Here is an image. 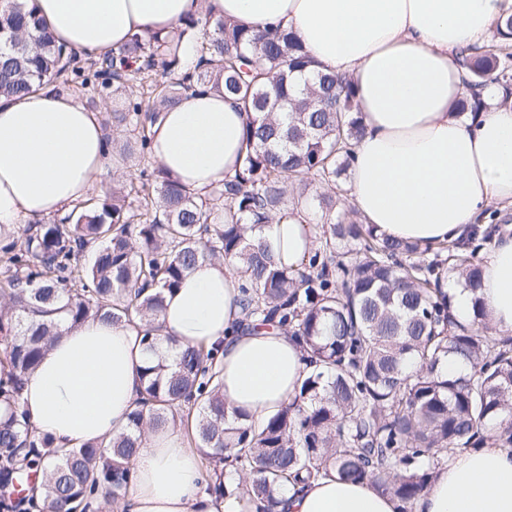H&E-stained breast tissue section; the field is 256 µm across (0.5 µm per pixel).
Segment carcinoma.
<instances>
[{"label": "carcinoma", "mask_w": 512, "mask_h": 512, "mask_svg": "<svg viewBox=\"0 0 512 512\" xmlns=\"http://www.w3.org/2000/svg\"><path fill=\"white\" fill-rule=\"evenodd\" d=\"M496 32L499 43L462 55L471 91L463 111L481 110L489 84L512 96V15ZM179 37L189 60L149 33L83 59L56 44L35 0L0 5V96L50 83L86 95L146 89L147 104L128 97L112 109V123L136 133L125 155L151 156L152 124L199 88L247 114L238 173L205 195L154 163L60 219L30 220L20 240L0 237V361L10 367L0 378V512H87L99 495L119 498L146 432L178 420L195 421L204 480L240 512H274L288 486L320 476L366 482L410 512L456 450L512 448V336L493 333L474 260L492 234L424 247L336 211L337 180L363 126L350 83L316 69L292 32L205 14ZM290 208L308 224L321 213L311 223L316 248L293 270L256 234ZM84 253L91 260L77 264ZM215 260L233 261L239 280L243 318L232 331L275 324L315 365L258 429L243 413L228 419L217 348L187 347L172 364L157 354L165 292ZM447 278L473 294L466 320L442 290ZM92 316L141 321L156 363L144 369L124 432L105 445L55 448L20 409L21 391L62 327ZM450 356L465 362L463 373L441 372ZM36 472L44 499H15L14 486Z\"/></svg>", "instance_id": "carcinoma-1"}]
</instances>
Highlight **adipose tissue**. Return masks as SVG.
Masks as SVG:
<instances>
[{"label": "adipose tissue", "mask_w": 512, "mask_h": 512, "mask_svg": "<svg viewBox=\"0 0 512 512\" xmlns=\"http://www.w3.org/2000/svg\"><path fill=\"white\" fill-rule=\"evenodd\" d=\"M512 0H37L59 44L82 56L117 48L130 35H170L208 11L298 36L323 72L350 80L364 133L354 147L347 205L377 232L424 246L470 232L489 202L512 210V103L496 86L485 109L469 95L456 60L483 44ZM245 115L223 95H187L152 128V157L188 191L223 184L241 162ZM112 152L97 112L46 85L0 97V231L64 215L94 190ZM260 237L284 267L315 248L296 214L263 225ZM480 296L491 324L512 332V233L482 256ZM228 263L205 261L165 296L162 352L223 342L218 369L228 412L261 426L291 401L306 370L299 345L276 330L229 335L242 317ZM149 355L140 323L90 319L64 327L26 379L21 406L59 448L122 432ZM123 512H238L200 482L199 457L181 428L148 433L122 492ZM369 484L319 478L289 489L277 512H400ZM411 512H512V448L485 445L449 456Z\"/></svg>", "instance_id": "ef3b65f1"}]
</instances>
